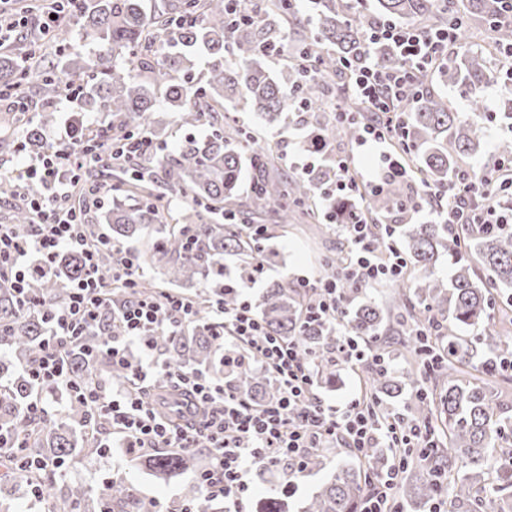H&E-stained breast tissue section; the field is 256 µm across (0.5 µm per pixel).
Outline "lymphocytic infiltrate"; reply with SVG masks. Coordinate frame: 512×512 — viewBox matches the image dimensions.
<instances>
[{
    "label": "lymphocytic infiltrate",
    "mask_w": 512,
    "mask_h": 512,
    "mask_svg": "<svg viewBox=\"0 0 512 512\" xmlns=\"http://www.w3.org/2000/svg\"><path fill=\"white\" fill-rule=\"evenodd\" d=\"M65 0H42L35 18L14 12L12 0H0V51L10 48L29 23L39 29L61 27ZM380 42L396 48L400 67L381 68L372 54H364L360 66L347 71L345 94L362 100L375 116L364 131L375 138H395L405 128L407 106L422 94L421 72L448 56L453 39L447 29H420L393 22L377 24L367 37L368 45ZM56 151L31 157L25 172L37 182L40 193L30 201L31 221L25 237H15L0 225V282L8 284L29 305L27 278L43 268L61 250L78 252L84 273L68 305L48 309L44 315L50 334L40 356L25 368L37 392L63 382L68 376L66 344L82 336L96 322L104 302L107 282L129 291L140 286L142 269L136 251L123 249L111 275L100 270L96 255L86 245L85 210L71 201L79 173L107 156L110 137H103L96 153H87L77 130L66 126ZM512 192V166L463 169L448 186L424 183L420 199L434 202L448 224H503L507 218L495 199ZM349 257L335 279L313 282L300 279L298 288L309 293L305 309L309 322L338 323L347 302L346 286L368 285L400 278L406 260L394 242L396 228L387 225L389 257L375 258L372 225L363 218L345 224ZM192 319L189 304L176 295L140 297L114 310V329L107 352L113 364L127 371L126 385L116 387L106 378L77 387L85 403L101 412L107 427L123 437L127 448H211L207 467L195 480L210 499L224 502V512H242L249 490L247 475L258 465L284 475L306 470L316 452L343 448L357 460L369 449L385 448L391 454L388 468L367 478L360 512H399L394 489L409 464L413 448L436 445L437 430L403 413H380L366 397L350 399L341 406L325 404L314 391V376L306 357L292 342L269 333L255 306L248 301L228 309L223 303L211 308V326L224 345L225 365L248 360L276 382L279 395L261 404L236 390L230 382L185 371L164 358L155 338L177 335ZM139 351L132 360L131 351ZM336 361L354 368L381 367L388 359L376 347L349 334L338 336L332 350ZM177 394L187 414L181 427H173L163 407Z\"/></svg>",
    "instance_id": "lymphocytic-infiltrate-1"
}]
</instances>
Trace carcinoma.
Here are the masks:
<instances>
[{"mask_svg": "<svg viewBox=\"0 0 512 512\" xmlns=\"http://www.w3.org/2000/svg\"><path fill=\"white\" fill-rule=\"evenodd\" d=\"M67 9L71 22L90 39L92 52L82 57L68 51L61 30L44 40L26 35L18 50L0 55V88L13 100L36 98V107L10 114L0 127V148L27 154L50 149L43 129L54 123L56 104L69 92L83 109L100 115L99 130L85 133L83 145L96 147L98 135L106 133L118 141L130 135L136 140L146 133L161 145L155 152L115 165L108 157L101 166L82 173L81 179L97 181L106 171L117 181L104 183L111 194L104 214L111 235L97 259L108 274L115 263L114 250L130 239L147 237L150 249L140 256L141 267L160 268L165 279L161 285L141 280V294L160 297L167 284L206 279V288L184 295L196 311L191 328L177 336L160 335L156 343L170 361L222 380L224 348L214 337L208 313L215 300L229 308L239 302L237 281L224 279V257L236 258L243 273L257 278L269 263L265 242L288 226L291 213H307L317 206L345 224L357 208L345 199L323 198L336 176L334 165L295 178L269 177L273 155L255 146L247 126L234 128L232 138L224 135V124L214 120L204 138L187 135L170 151L168 132L153 118L159 107L156 89H163L165 103L179 112L182 127L197 126L207 112L224 111V102L235 96L272 125L284 114L302 110L303 99L302 111L322 133L323 144L338 135L351 140L357 128L340 123L335 111L323 109L321 95L344 77L343 66L359 63L366 49L364 36L376 19L362 9L350 10L345 0H316L315 18L302 29L295 47L296 54L315 59L314 76L302 81L295 64L285 83L265 66L267 52L261 45L276 46L286 26L297 20L290 0H270L265 18L233 24L227 0H151L149 7L145 0H70ZM376 11L391 20H430L446 26L464 45L471 42L476 28L490 31L494 45L512 43V26L502 24L504 12L498 0H376ZM373 52L384 68L401 64L389 45L377 44ZM197 54L207 59L203 81L193 73ZM438 74L441 82L463 95L495 80L488 57L470 50L448 57ZM483 135V128L452 110L447 99L428 91L411 103L406 130L395 148L410 147L408 163L424 175L423 181L446 186L462 170L460 157L482 152ZM157 169L164 175L161 186L155 178ZM246 170L253 185L244 207L253 216L272 210L279 215V224L258 229L254 224L224 221L239 207L237 189ZM416 196V189L403 179L389 182L373 195L371 223L408 225L401 250L410 267L393 282L388 306L368 301L347 319L350 333L356 336L409 337V353L415 361H425L424 345L435 356L426 395L415 398L411 415L436 424L443 431V447L430 449L407 470L396 495L404 506H427L446 495L454 512H512V451H498L512 437V405L498 402L502 390L512 383L500 368V361L512 356L506 342L512 333V307L497 306L492 293L512 288V228L489 230L485 224H471L454 233L446 224H415ZM28 224L26 203L15 205L9 228L22 238ZM444 253L454 267L447 284L436 276ZM82 274L80 254L59 252L47 273L28 279L32 297L42 305L27 309L20 308L12 289L0 284V320L8 326L0 335V347L19 364L38 357L47 337L44 310L66 305ZM130 297L124 288H108L95 326L75 344L72 384L84 385L99 377L118 384L126 381V371L108 360L106 344L112 311ZM305 304L301 289L277 282L259 298L258 313L273 335L308 352L319 381L334 384L336 361L328 358L327 349L336 343L337 328L306 322ZM427 322L435 325L434 335L416 336L417 325ZM457 328H469L473 335H452ZM90 351L97 357L90 358ZM232 376L234 386L255 402L277 392L275 382L246 361ZM362 378L378 402L402 392V381L390 369L369 366L362 370ZM31 391V382L22 373L0 385V424L23 444L0 447L4 468L0 483L37 491L50 512H87L91 502L109 512L141 509L124 477L98 490L62 489L43 471L16 470L15 454L26 460L66 461L75 453L91 459L100 451L99 432L104 427L100 412L72 395L64 417L35 423L22 412ZM133 462L160 480L200 469L194 448L139 454ZM385 465L380 448L371 449L364 465H337L299 512H358L366 473H379Z\"/></svg>", "mask_w": 512, "mask_h": 512, "instance_id": "carcinoma-1", "label": "carcinoma"}]
</instances>
